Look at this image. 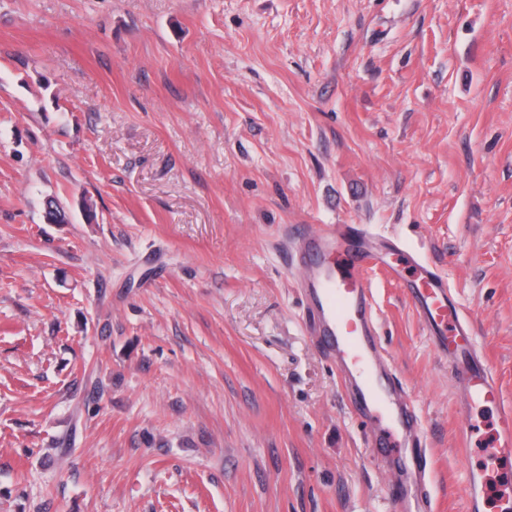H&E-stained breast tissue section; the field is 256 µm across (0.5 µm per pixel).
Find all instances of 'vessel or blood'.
Listing matches in <instances>:
<instances>
[{
	"mask_svg": "<svg viewBox=\"0 0 512 512\" xmlns=\"http://www.w3.org/2000/svg\"><path fill=\"white\" fill-rule=\"evenodd\" d=\"M291 235L298 242L292 259L302 272L299 287L311 314V334L335 364L349 406L359 418L375 416L387 422L407 441L413 463L406 482L393 486L400 512H433L418 418L381 354L369 273L382 265L405 282L432 344L452 358L451 372L463 388L465 403L495 404L499 384L476 344L467 314L434 266L394 243L379 250L365 229L352 224H322L315 229L297 224ZM490 457L492 466L512 468V410L498 414ZM488 480L487 469L470 473L465 512H486Z\"/></svg>",
	"mask_w": 512,
	"mask_h": 512,
	"instance_id": "b4317fda",
	"label": "vessel or blood"
}]
</instances>
